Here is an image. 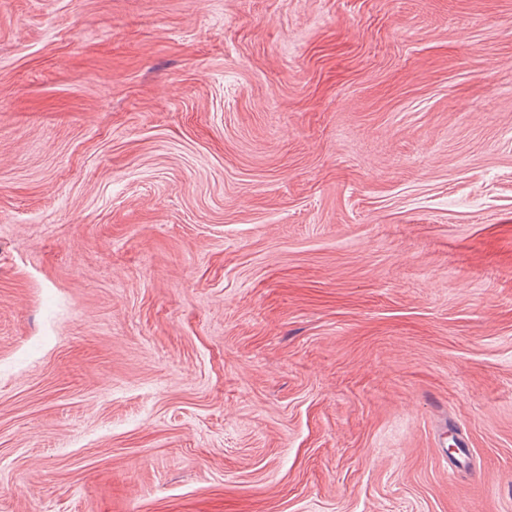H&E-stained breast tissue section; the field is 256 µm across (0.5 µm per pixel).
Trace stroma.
<instances>
[{
    "instance_id": "1",
    "label": "stroma",
    "mask_w": 512,
    "mask_h": 512,
    "mask_svg": "<svg viewBox=\"0 0 512 512\" xmlns=\"http://www.w3.org/2000/svg\"><path fill=\"white\" fill-rule=\"evenodd\" d=\"M0 512H512V0H0Z\"/></svg>"
}]
</instances>
